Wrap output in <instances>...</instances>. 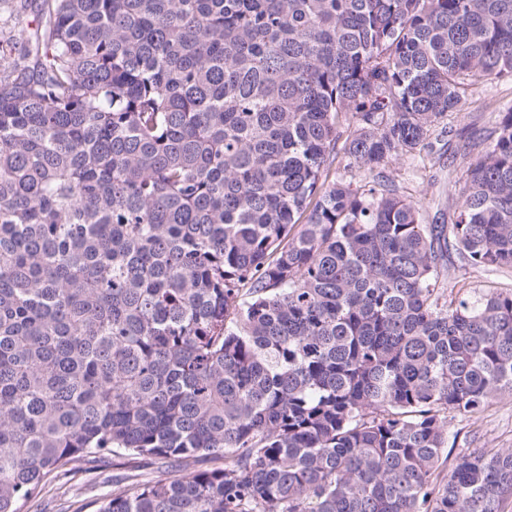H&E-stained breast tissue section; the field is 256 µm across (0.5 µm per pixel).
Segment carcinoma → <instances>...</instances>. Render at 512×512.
I'll use <instances>...</instances> for the list:
<instances>
[{"label": "carcinoma", "mask_w": 512, "mask_h": 512, "mask_svg": "<svg viewBox=\"0 0 512 512\" xmlns=\"http://www.w3.org/2000/svg\"><path fill=\"white\" fill-rule=\"evenodd\" d=\"M0 43V512L85 456L96 512H512L448 418L512 392V111L451 224L369 173L490 76L512 0H45ZM221 457L224 466L193 463ZM349 162V160L344 159L341 161H336L335 164L329 170V180H336L342 182H349L350 180L355 185H364L367 180H365V176L363 171H359L356 165L353 167H346L345 165ZM461 262L453 255L448 261V276L442 278L443 288H448L449 298L464 297L488 288L507 291L512 289V269L487 272L480 268L468 267L461 270ZM162 462L154 458L130 461L118 453L86 458L75 465L79 470L66 485L69 493L61 496L62 490L56 489L59 483L49 475L45 479V489L26 502L21 512H57L69 505V510L74 511L88 502L93 503L85 509L86 512L95 511L112 491V476L139 474V478H151L160 472L175 474L176 468Z\"/></svg>", "instance_id": "cac0c4a2"}]
</instances>
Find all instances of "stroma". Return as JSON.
I'll return each instance as SVG.
<instances>
[{"label": "stroma", "instance_id": "35a3bbf8", "mask_svg": "<svg viewBox=\"0 0 512 512\" xmlns=\"http://www.w3.org/2000/svg\"><path fill=\"white\" fill-rule=\"evenodd\" d=\"M510 109L512 82L486 79L468 91L460 110L449 113L432 127L428 148L385 168V176L395 183L399 193L418 202L422 223H450L462 203V145L490 144L499 113ZM442 285L452 298L488 288L506 291L512 289V269H464L454 257L448 263V275ZM449 431L455 436L454 448L458 451L512 449V396H502L481 413L455 416ZM77 467L68 483V493L60 492L57 480L47 479L41 494L26 502L22 512H61L62 508H77L88 502L98 506L111 492L113 477L137 474L151 478L166 469L154 458L132 461L117 453L82 460Z\"/></svg>", "mask_w": 512, "mask_h": 512}]
</instances>
